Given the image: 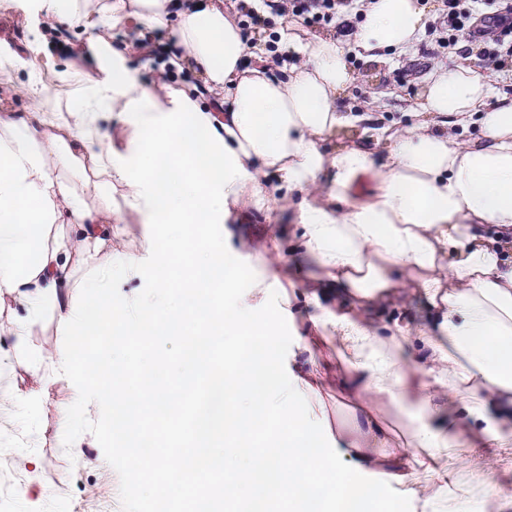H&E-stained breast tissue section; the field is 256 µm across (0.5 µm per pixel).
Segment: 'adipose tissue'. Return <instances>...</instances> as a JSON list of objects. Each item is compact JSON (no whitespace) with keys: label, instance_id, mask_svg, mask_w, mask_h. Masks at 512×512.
I'll use <instances>...</instances> for the list:
<instances>
[{"label":"adipose tissue","instance_id":"obj_1","mask_svg":"<svg viewBox=\"0 0 512 512\" xmlns=\"http://www.w3.org/2000/svg\"><path fill=\"white\" fill-rule=\"evenodd\" d=\"M357 19L343 37L301 38L294 24L277 30L288 51L280 74L244 68L245 42L223 0H111L102 25L136 19L171 27L180 47L174 67L191 62L203 85L155 98L137 76L113 65L98 88V109L44 113L41 120L0 117V299L23 303L28 316L0 324L24 343L51 312L73 347L90 333L125 345L114 365L113 427L132 472L151 483L171 512H360L381 485L432 508L462 512L442 500L440 486H485L487 512H500V493L470 451L512 435V97L481 66L436 67L409 127H381L373 136L386 155L375 159L352 137L332 151L321 145L355 127L358 116L337 101L354 76L350 57L382 59L419 41L426 8L420 0H356ZM217 99L201 105L199 92ZM118 113L138 162L96 149L102 113ZM482 136L465 139L472 120ZM88 144L75 152L71 140ZM121 189V200L112 192ZM142 213L164 235L179 226L151 267L165 300L103 304L90 315L74 305L77 290L111 288L101 258L124 209ZM291 212L300 232L287 252L309 255L322 270L323 296L335 308L310 315L341 351L339 386L362 419L346 447L308 449L305 397L320 376L285 383L278 365L244 352V340L271 328L249 305H227L216 277L233 285L239 270L224 265L222 225L230 209ZM416 295L429 324L399 318L378 326L379 311ZM206 342L238 337L224 348L220 401H187L209 376L208 358L180 350V390L155 366L138 362L142 348L174 334ZM409 414L396 434L387 411ZM458 466H440L442 454ZM245 458L230 470V458ZM381 484H359L353 471ZM429 476L421 485L417 473Z\"/></svg>","mask_w":512,"mask_h":512}]
</instances>
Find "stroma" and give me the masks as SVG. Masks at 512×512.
<instances>
[{
	"mask_svg": "<svg viewBox=\"0 0 512 512\" xmlns=\"http://www.w3.org/2000/svg\"><path fill=\"white\" fill-rule=\"evenodd\" d=\"M55 20L44 0H0V115L31 118L34 110L71 112L93 104L97 98L103 66L96 55L97 44L121 51L124 65L135 72L157 97H165L173 83L160 81L150 60L132 48L144 35L158 43L171 39L168 30L125 22L114 27L89 26L82 22H58V36L44 30ZM56 21V20H55ZM470 63L490 66L488 57L438 50L436 37L425 34L406 54L380 63L352 59L356 74L341 100L344 109L367 113L374 127L410 123L416 97L434 67L439 64ZM497 83L512 94V67H493ZM130 236L112 242V301L161 296L150 270L125 278L120 268L131 255L145 254L149 228L140 215L127 214ZM281 225L279 241H271L267 224ZM298 232L287 212L267 214L255 210L240 214L224 226V259L243 271L235 287L222 291L228 304L245 302L263 316L272 331L262 348L279 363L283 373L317 370L322 377L319 393L309 397L313 417L309 436L316 447L328 448L329 430L348 428L353 413L336 391V376L342 362L336 348L319 344L304 350L303 339L311 335L308 317L316 306L300 300L313 290L321 270L309 257L286 255L277 278H270L262 261L265 248L286 247ZM253 242L241 249L240 239ZM65 359L66 370L49 377L44 372L12 371L15 357L37 356ZM125 348L104 341L91 350L71 349L51 315L31 329L23 346L0 335V384L13 386L20 399L12 410L13 437L0 438V512H157L159 505L148 484L129 469L124 454L113 445L112 395L101 377L85 372L87 359L106 363L125 360ZM77 436L82 444L79 457L60 449L62 440ZM43 486L40 494L20 497L19 487L28 479Z\"/></svg>",
	"mask_w": 512,
	"mask_h": 512,
	"instance_id": "obj_1",
	"label": "stroma"
}]
</instances>
